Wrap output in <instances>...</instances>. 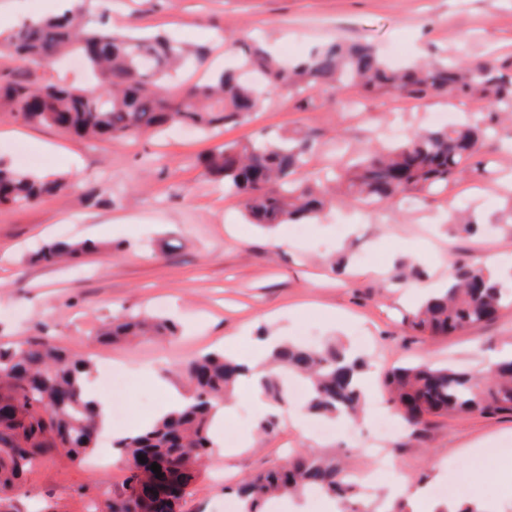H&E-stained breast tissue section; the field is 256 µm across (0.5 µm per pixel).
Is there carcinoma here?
I'll list each match as a JSON object with an SVG mask.
<instances>
[{"mask_svg": "<svg viewBox=\"0 0 512 512\" xmlns=\"http://www.w3.org/2000/svg\"><path fill=\"white\" fill-rule=\"evenodd\" d=\"M52 17L9 34L3 41L17 58L50 63L82 55L96 87L42 83L0 72V105L29 125L55 127L84 139L135 140L163 134L171 126L218 135L227 123L247 118L263 103L262 92L225 70L189 86L184 95L162 93V81L199 53L162 35L123 33L92 22L60 0ZM244 64L264 85L297 93L331 94L347 84L365 92L424 100L434 96L479 97L494 109L485 125L460 121L420 128L392 148L368 147L358 159L323 176L303 172L313 150L307 133L296 131L247 145L222 143L202 159L204 174L223 181L253 223L306 224L336 200L379 204L401 195L443 191L483 165L494 123L512 119V68L464 56L391 67L376 48L343 39L286 67L254 49ZM69 187L60 175L40 176L0 161V205L24 207ZM91 251L84 241L59 239L44 245L37 260L54 264ZM512 298L480 263L458 259L448 284L424 298L410 326L424 336H447L490 321ZM175 324L143 313L123 312L101 325L104 342L145 336H173ZM261 391L275 404L288 402L281 372L301 379L307 411L318 418L357 422L364 400L358 379L368 367L364 355L331 338L320 345L288 343L273 349ZM95 363L69 354L50 340L0 344V512H19L15 503L22 478L60 450L82 462L97 448L99 426L92 402L83 398L81 380ZM191 404L112 439L127 470L124 491L92 500L91 512H177L186 489L209 467L213 441L212 409L228 398L245 376L243 364L211 351L176 368ZM389 402L414 433L431 418L458 414L512 412V355H504L480 376L451 366L403 363L384 379ZM334 448L325 455L298 452L266 470L244 477L234 489L242 512H268L276 498L301 497L315 489L336 500L339 512H375L350 478ZM145 462H139L138 456ZM161 467L162 477L151 470Z\"/></svg>", "mask_w": 512, "mask_h": 512, "instance_id": "obj_1", "label": "carcinoma"}]
</instances>
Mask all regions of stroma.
Wrapping results in <instances>:
<instances>
[{
  "instance_id": "stroma-1",
  "label": "stroma",
  "mask_w": 512,
  "mask_h": 512,
  "mask_svg": "<svg viewBox=\"0 0 512 512\" xmlns=\"http://www.w3.org/2000/svg\"><path fill=\"white\" fill-rule=\"evenodd\" d=\"M87 19L106 16L144 34L163 33L203 48L202 63L170 78L165 91L177 95L206 74L234 66L227 47H261L283 58L289 44L304 57L336 38H360L391 55L426 62L467 53L512 63V0H80ZM33 75L54 84L86 85L83 65L62 61L39 66L0 51V71ZM433 112L468 113L486 120L487 104L448 97L416 101L383 92L365 94L347 86L334 95H300L284 88L266 93L257 112L229 125L220 138L189 128L156 139L147 135L87 142L47 126L16 122L0 112V159L16 161L17 144L33 158L30 169L70 178L66 196L27 208L0 206V343L51 337L70 352L98 358L111 353L133 372L127 399L132 423L154 417L164 399L152 368H171L201 352L230 346L249 356L261 330L297 337L310 331L317 341L336 336L366 338L372 392L384 393L385 372L407 358L478 374L512 345V306L488 323L430 339L414 333L406 318L416 301L398 286L403 266L428 276L459 257L512 260V227L503 205L512 198V122L498 126L484 148L485 173L449 184L446 191L407 196L371 208L351 202L328 207L304 237L285 227L268 231L247 223L238 200L221 182L201 175L199 155L218 142L246 143L301 130L312 134L305 170L323 173L339 154L355 158L389 127L407 135L427 127ZM473 211L488 231L471 234L451 227L449 203ZM95 241L98 252L82 267L48 266L33 252L53 239ZM287 247L274 249L275 238ZM170 318L177 335L135 345L98 343L101 320L121 308ZM368 404L357 434L338 429L329 436L307 425L278 427L259 436L257 414L241 403L225 424L239 447L211 463L186 491L182 512H224V489L266 468L294 448L322 453L345 449L353 470L373 471L374 460L388 473L435 489L458 474L475 499L494 501L512 512V414H470L433 419L422 434L403 430L390 438L384 455L360 443L372 430L376 411ZM127 471L115 465L92 469L64 456L26 476L20 512H84L78 487L96 485L118 493Z\"/></svg>"
}]
</instances>
